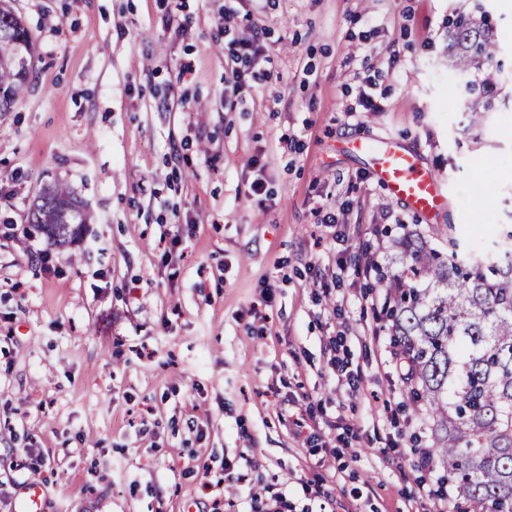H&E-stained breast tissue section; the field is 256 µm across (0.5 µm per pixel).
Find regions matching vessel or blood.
Segmentation results:
<instances>
[{
  "instance_id": "b4317fda",
  "label": "vessel or blood",
  "mask_w": 512,
  "mask_h": 512,
  "mask_svg": "<svg viewBox=\"0 0 512 512\" xmlns=\"http://www.w3.org/2000/svg\"><path fill=\"white\" fill-rule=\"evenodd\" d=\"M351 146L356 153L372 160L373 174L388 194L415 214L430 219L445 208L447 192L441 177L398 141L357 138L352 140ZM44 497L42 485L30 483L23 496L17 499L14 512H42Z\"/></svg>"
}]
</instances>
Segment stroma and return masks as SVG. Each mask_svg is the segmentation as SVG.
I'll use <instances>...</instances> for the list:
<instances>
[{
    "label": "stroma",
    "mask_w": 512,
    "mask_h": 512,
    "mask_svg": "<svg viewBox=\"0 0 512 512\" xmlns=\"http://www.w3.org/2000/svg\"><path fill=\"white\" fill-rule=\"evenodd\" d=\"M479 1L497 54L462 77L448 27ZM223 3L11 0L35 72L0 114V512L32 479L44 512L442 510L418 491L436 478L412 437L431 441L383 291L358 273L430 225L347 144L419 153L448 188L434 223L470 242L512 224V8L233 0L234 28L262 27L267 51L230 106ZM372 74L384 109L356 111ZM466 77L494 81L478 124L448 105ZM54 181L88 218L63 248L29 232Z\"/></svg>",
    "instance_id": "stroma-1"
}]
</instances>
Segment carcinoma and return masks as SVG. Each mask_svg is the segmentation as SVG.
<instances>
[{
  "label": "carcinoma",
  "mask_w": 512,
  "mask_h": 512,
  "mask_svg": "<svg viewBox=\"0 0 512 512\" xmlns=\"http://www.w3.org/2000/svg\"><path fill=\"white\" fill-rule=\"evenodd\" d=\"M0 0V113L21 100L31 68L30 31ZM450 56L464 73L492 59L489 30L464 20L450 34ZM86 218L69 189L52 182L30 224L53 246L82 231ZM400 242L407 278L382 268L376 282L393 291L380 320L394 336V355L414 411L432 431L441 486L457 491V512H512V228L484 244L462 240L453 224Z\"/></svg>",
  "instance_id": "cac0c4a2"
}]
</instances>
